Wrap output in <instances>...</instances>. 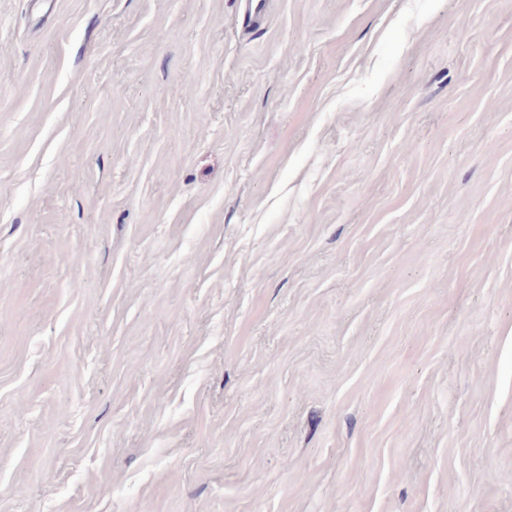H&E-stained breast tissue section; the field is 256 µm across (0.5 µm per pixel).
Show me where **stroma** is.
I'll return each instance as SVG.
<instances>
[{
  "instance_id": "1",
  "label": "stroma",
  "mask_w": 512,
  "mask_h": 512,
  "mask_svg": "<svg viewBox=\"0 0 512 512\" xmlns=\"http://www.w3.org/2000/svg\"><path fill=\"white\" fill-rule=\"evenodd\" d=\"M0 0V512H512V0Z\"/></svg>"
}]
</instances>
